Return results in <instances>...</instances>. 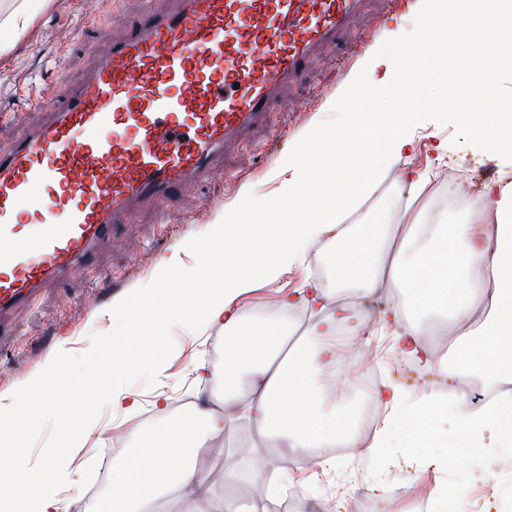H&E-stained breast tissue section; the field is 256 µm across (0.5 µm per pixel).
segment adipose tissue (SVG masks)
<instances>
[{
    "label": "adipose tissue",
    "instance_id": "obj_1",
    "mask_svg": "<svg viewBox=\"0 0 512 512\" xmlns=\"http://www.w3.org/2000/svg\"><path fill=\"white\" fill-rule=\"evenodd\" d=\"M28 0H0V54L8 53L14 37L34 17ZM512 19V0H419L414 29H385L381 48H395L391 67L396 76L373 95L395 103L420 76L421 63L431 62V48L441 43L471 66L459 75L481 104L480 111L459 109V124L491 153L512 155V113L506 111L500 66L483 67L490 56L512 63V41L505 40V19ZM363 77L353 78L340 98L351 111L346 126L336 133L308 130L304 148L289 156L281 173L285 188L274 204L267 224H241L235 216L206 227L199 239L187 243L190 251L207 249L210 266L221 287L198 295L189 291L162 292L152 288L112 308L111 358L99 366L106 383L94 386L81 380L67 382L76 403L84 410L107 398L116 414H131L141 406L139 394L117 387V379L131 371L160 375L159 347L169 328L189 320L188 307L201 302L200 320L224 328V391L209 405L196 406L186 417L167 416L157 429L139 436L136 448L112 459V491L96 502L91 512H152L156 501L176 499L184 512H212L214 476L236 485L247 460L212 449L213 434L245 425L259 427L278 447L303 454L342 442L353 443L349 428L341 427L336 411L325 410L318 372L335 366L338 353L330 336L340 321L326 313L329 292L303 284L284 298L288 308L321 311L311 326L310 341L292 347L288 329L276 322L248 323L234 306L235 299L262 277H271L301 262L310 245L327 240L335 285L361 294L396 288L404 295L388 312L394 325V351L423 362L427 372L443 377L445 363L436 361L423 341L419 316L438 314L468 322L459 338V359L466 372L512 379V182L485 185L482 199L494 205V222L475 231L472 216L450 220L433 217L426 224L403 225L399 236L389 233L382 215L369 220V232L342 223L371 193L385 166L398 163L414 148L404 129L410 113H393L394 133L382 144L367 145ZM489 300L487 316L476 313L479 300ZM142 311L132 320L131 311ZM374 396L388 412L381 436L368 452L378 455L403 445L401 431L437 407L454 411L456 432L465 450L483 463V478L499 484L500 467L512 462V395L497 396L490 404H462L455 387L429 390L408 402L403 389L385 383ZM495 440H487L488 430ZM73 456L55 463H31L8 456L0 464V512H63L60 492L65 468Z\"/></svg>",
    "mask_w": 512,
    "mask_h": 512
}]
</instances>
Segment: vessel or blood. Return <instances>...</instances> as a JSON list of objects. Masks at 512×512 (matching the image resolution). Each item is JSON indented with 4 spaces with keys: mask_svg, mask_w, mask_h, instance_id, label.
<instances>
[{
    "mask_svg": "<svg viewBox=\"0 0 512 512\" xmlns=\"http://www.w3.org/2000/svg\"><path fill=\"white\" fill-rule=\"evenodd\" d=\"M361 0H173L107 36L47 120L0 151V333L47 281L87 270L137 205L164 204L215 173L225 144L264 124L315 52L365 33ZM36 202L41 231L23 234Z\"/></svg>",
    "mask_w": 512,
    "mask_h": 512,
    "instance_id": "b4317fda",
    "label": "vessel or blood"
}]
</instances>
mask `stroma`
Segmentation results:
<instances>
[{"instance_id":"35a3bbf8","label":"stroma","mask_w":512,"mask_h":512,"mask_svg":"<svg viewBox=\"0 0 512 512\" xmlns=\"http://www.w3.org/2000/svg\"><path fill=\"white\" fill-rule=\"evenodd\" d=\"M147 1L159 11L170 6V0H101L98 21L88 22L81 0H51L50 7L39 12L14 48L0 55V146L8 147L21 124L38 120L49 106V99L41 95L42 89L80 80L92 62L93 50L105 47V29L116 22H131ZM417 3L418 0H368L366 10L373 36L362 40L344 35L331 47L317 52L311 69L271 103L267 126L254 129L225 150L219 160L226 173L224 180L201 184L176 202L140 210L130 222L119 225L117 244L104 246L96 254L89 276L47 282L31 304L12 311L8 319L17 331L0 338V393L23 388L51 359L59 361L61 375L93 377L98 360L112 354L108 308L141 288L157 287L156 264L160 257L178 252L185 266H203V254L184 252L183 247L226 212L239 213L245 224L268 223V212H246V203L253 199L269 203L279 197L282 179L278 172L289 153L299 149L300 134L311 127L336 128L340 113L333 102L355 74H363L371 86L393 82L389 56L374 53L377 34L393 25L412 28ZM441 95L453 97L458 106L473 103L452 74L440 83L425 81L414 86L399 102L413 117L417 151L387 167L363 205L367 211H386L390 224L415 223L427 211L423 196L409 192L405 175L411 169L437 168L435 147L440 141L448 143L447 164L481 171L505 168L499 156L479 149L455 121L436 112ZM328 251L325 244L313 245L303 264L241 294L236 305L244 319H279L283 311L281 289L296 288L307 281L328 287L332 278L326 268ZM400 297L395 288L366 298L355 297L342 288L336 290L332 306L350 310L349 331L338 339V352L344 362L376 359L382 380L404 387L415 398L428 389L435 377L412 361L407 362L406 372L395 369L393 329L384 324L382 317ZM66 336L71 342L64 349L60 341ZM223 360V327L180 328L165 340L162 374L147 378L133 373L124 385L142 395L143 408L151 413L150 425L156 428L161 417L151 411L153 390L167 392L172 411L183 400L192 406L214 400L224 388L223 376L200 378L195 369L202 364L214 367ZM19 410L35 422L31 432L16 440L18 453L30 459L48 460L51 454L68 446L74 436L73 431L59 430L51 420L43 418L36 398L21 402ZM105 453L99 441L86 442L73 463L64 499L77 503L85 497L97 482ZM274 465L279 473L299 481L303 499L318 507L346 494L367 496V483L377 478L384 489L399 487L411 498L427 496L444 484L469 486V500L474 504L486 496L476 480L478 468L463 452L447 472L438 473L420 467L406 448L393 449L381 461L357 447L350 454L337 456L336 468L325 483L319 481L311 464L296 471L289 468L287 460L278 457Z\"/></svg>"}]
</instances>
